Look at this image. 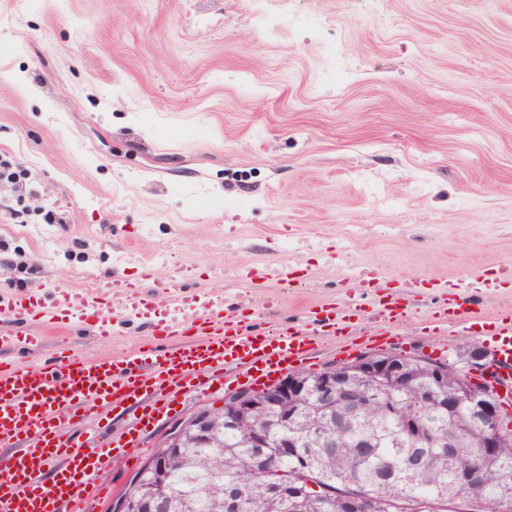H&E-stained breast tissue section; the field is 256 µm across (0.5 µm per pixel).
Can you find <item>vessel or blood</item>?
<instances>
[{
  "instance_id": "obj_1",
  "label": "vessel or blood",
  "mask_w": 512,
  "mask_h": 512,
  "mask_svg": "<svg viewBox=\"0 0 512 512\" xmlns=\"http://www.w3.org/2000/svg\"><path fill=\"white\" fill-rule=\"evenodd\" d=\"M126 296L129 314L148 323L154 335L174 339L164 351H139L124 358L86 362L59 354L49 368L0 363V443L18 446L9 460L11 477L0 481V512H80L86 477L99 469L109 449L75 447L69 431L87 421V409L140 407L138 424L147 426L171 410L186 388L209 387L221 381L225 366L244 368L253 384L263 385L303 362L315 350V336L336 338L353 325L356 308L325 305L312 311V330L277 325L252 332L213 301L183 300V318L168 305L138 296L134 285L114 281L113 290ZM112 292L82 295L60 290L52 300L37 293L0 296V313L18 325L33 320L93 325L97 334L112 327L100 311ZM469 328L492 329L493 361L512 371V312L487 318L471 306ZM65 464L52 479L46 468L56 459Z\"/></svg>"
}]
</instances>
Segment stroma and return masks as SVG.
<instances>
[{"label":"stroma","instance_id":"1","mask_svg":"<svg viewBox=\"0 0 512 512\" xmlns=\"http://www.w3.org/2000/svg\"><path fill=\"white\" fill-rule=\"evenodd\" d=\"M0 153L27 173L0 184V293L82 294L112 280L167 300L205 295L254 331L351 303L346 342L319 339L304 370L373 352L458 360L476 299L512 287V0H0ZM295 275H278L281 265ZM400 295L381 319L365 275ZM122 295L93 327L32 322L38 346L0 361H85L155 345ZM181 397L125 458H106L83 512L110 504L175 421L246 387ZM135 409L73 429L76 446L125 438Z\"/></svg>","mask_w":512,"mask_h":512}]
</instances>
